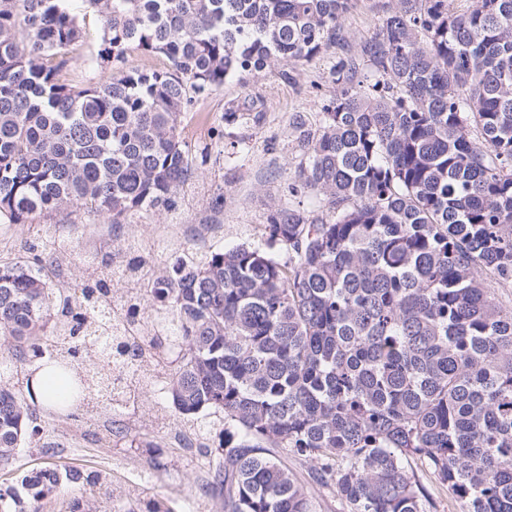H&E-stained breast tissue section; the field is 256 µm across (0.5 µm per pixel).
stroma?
<instances>
[{
    "label": "stroma",
    "mask_w": 512,
    "mask_h": 512,
    "mask_svg": "<svg viewBox=\"0 0 512 512\" xmlns=\"http://www.w3.org/2000/svg\"><path fill=\"white\" fill-rule=\"evenodd\" d=\"M383 0H358L346 15L344 28L351 42L370 38L381 23ZM102 23L87 15V38L75 51L67 79L97 81L98 66L90 56L97 49ZM338 59L329 50L309 63L297 65L295 82L281 79L268 70L251 78L247 86L229 83L224 89L200 98L195 109L210 115L206 127L185 120L181 136L192 154L208 149L212 161L199 168L195 184L186 187L184 200L173 211L142 210L129 214L125 226H115L109 215L78 214L68 219L54 218L47 224L0 223V261L18 260L17 240L36 235L69 244L71 258L66 265V287L77 288L86 275L85 255L95 249L104 256L117 249L127 231L154 240L152 262L165 270L172 262V245L191 247L189 227L203 224L207 230L200 246L229 249L260 242L266 215L274 204L294 200L304 205L315 201L309 191L289 194L288 177L298 160L293 151L292 121L302 115L315 118L330 93L327 74ZM259 96L264 116L259 124H225L221 118L230 100L243 93ZM247 148L237 151L235 142ZM158 392L143 397L133 414L102 411V419L112 420L123 431L110 444L99 442L94 429L77 427L75 422L52 410L41 415L44 433L37 448H22L12 467L0 470V490L19 488L21 477L51 462L58 467L99 470L110 475L113 484H140L148 495L165 500L171 512H224L220 500L204 494L205 471L197 449L187 447L183 436L155 432L150 427ZM79 498L89 512H127V499L105 500L79 485L64 487L55 496L37 502L36 512H68V504Z\"/></svg>",
    "instance_id": "1"
}]
</instances>
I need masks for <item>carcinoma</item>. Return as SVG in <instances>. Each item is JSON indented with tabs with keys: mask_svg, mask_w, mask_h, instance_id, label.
<instances>
[{
	"mask_svg": "<svg viewBox=\"0 0 512 512\" xmlns=\"http://www.w3.org/2000/svg\"><path fill=\"white\" fill-rule=\"evenodd\" d=\"M82 2L103 21L104 75L78 85L63 79L84 38L67 0H0V217L119 225L175 208L210 159L180 132L201 97L272 68L291 83L338 46L317 123L296 120L288 189L316 204L274 207L263 245L162 274L128 244L77 289L25 242L24 262L0 263V468L40 442L48 402L95 421L161 373L158 428L222 416L216 450L198 448L224 512H313L282 454L345 512H437L415 462L458 512H512V308L484 288L512 287V0H385L354 47V0ZM133 52L168 65L132 66ZM262 115L247 94L223 120ZM64 483L126 496L100 471L45 465L0 512ZM130 512L169 510L138 497Z\"/></svg>",
	"mask_w": 512,
	"mask_h": 512,
	"instance_id": "1",
	"label": "carcinoma"
}]
</instances>
